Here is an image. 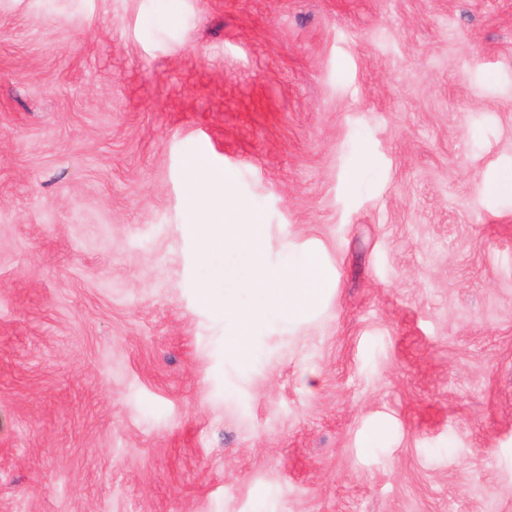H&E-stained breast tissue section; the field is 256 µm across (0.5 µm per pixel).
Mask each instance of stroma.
Listing matches in <instances>:
<instances>
[{"label":"stroma","mask_w":512,"mask_h":512,"mask_svg":"<svg viewBox=\"0 0 512 512\" xmlns=\"http://www.w3.org/2000/svg\"><path fill=\"white\" fill-rule=\"evenodd\" d=\"M509 173L512 0H0V512H512Z\"/></svg>","instance_id":"stroma-1"}]
</instances>
